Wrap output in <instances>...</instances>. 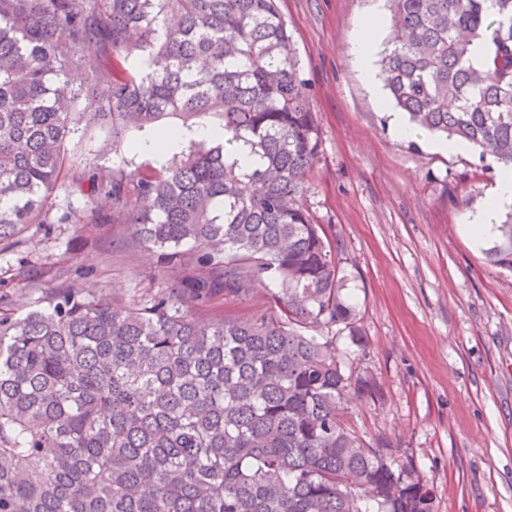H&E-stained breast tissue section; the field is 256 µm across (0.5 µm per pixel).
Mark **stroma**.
<instances>
[{
    "label": "stroma",
    "mask_w": 512,
    "mask_h": 512,
    "mask_svg": "<svg viewBox=\"0 0 512 512\" xmlns=\"http://www.w3.org/2000/svg\"><path fill=\"white\" fill-rule=\"evenodd\" d=\"M322 139L306 203L338 245L343 294L361 317L344 337L351 368L376 385L352 398L351 424L393 450L433 494V512H512V270L490 262L495 236L467 216L498 176L474 152L435 150V135L400 136L354 64L353 42L376 23L374 52L392 32L388 0H280ZM110 131L80 129L69 167L120 162ZM471 207H464L465 199ZM68 221L31 229L0 255V296L23 313L59 288L125 298L171 284L176 269L108 229L79 232L87 209L60 191Z\"/></svg>",
    "instance_id": "obj_1"
}]
</instances>
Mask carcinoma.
I'll list each match as a JSON object with an SVG mask.
<instances>
[{"label": "carcinoma", "instance_id": "1", "mask_svg": "<svg viewBox=\"0 0 512 512\" xmlns=\"http://www.w3.org/2000/svg\"><path fill=\"white\" fill-rule=\"evenodd\" d=\"M386 101L413 127L512 165V0H391ZM485 55L472 63L471 47ZM99 57L94 74L85 55ZM210 127L160 168H66L83 124ZM322 140L277 0H0V246L119 226L179 269L125 300L62 288L0 310V512H432L346 421L375 398L337 336L361 335L336 239L302 203ZM488 258L512 269V224ZM270 306L204 320L215 297Z\"/></svg>", "mask_w": 512, "mask_h": 512}]
</instances>
